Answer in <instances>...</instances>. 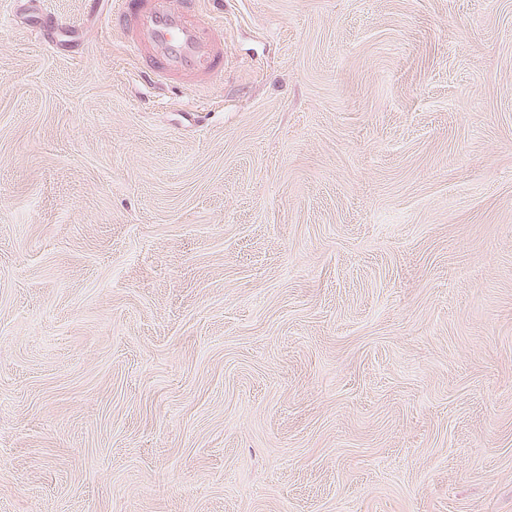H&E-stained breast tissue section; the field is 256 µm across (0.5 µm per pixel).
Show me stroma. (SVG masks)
Masks as SVG:
<instances>
[{"label": "stroma", "mask_w": 512, "mask_h": 512, "mask_svg": "<svg viewBox=\"0 0 512 512\" xmlns=\"http://www.w3.org/2000/svg\"><path fill=\"white\" fill-rule=\"evenodd\" d=\"M37 3L54 48L0 0V512H512V0H201L197 92Z\"/></svg>", "instance_id": "35a3bbf8"}]
</instances>
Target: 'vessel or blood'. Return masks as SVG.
<instances>
[{"label":"vessel or blood","mask_w":512,"mask_h":512,"mask_svg":"<svg viewBox=\"0 0 512 512\" xmlns=\"http://www.w3.org/2000/svg\"><path fill=\"white\" fill-rule=\"evenodd\" d=\"M108 21L155 84L177 81L196 91L228 63L224 27L199 0H113Z\"/></svg>","instance_id":"b4317fda"}]
</instances>
